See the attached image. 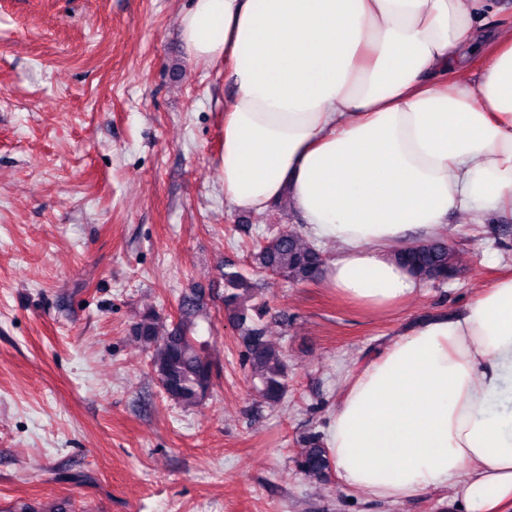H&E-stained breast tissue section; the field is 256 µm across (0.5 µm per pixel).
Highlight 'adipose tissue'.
Wrapping results in <instances>:
<instances>
[{
    "label": "adipose tissue",
    "instance_id": "ef3b65f1",
    "mask_svg": "<svg viewBox=\"0 0 512 512\" xmlns=\"http://www.w3.org/2000/svg\"><path fill=\"white\" fill-rule=\"evenodd\" d=\"M490 0H194L189 59L222 68L224 201L288 200L333 243L325 285L372 312L423 281L400 251L449 214L512 210V28ZM478 86L456 78L475 54ZM336 475L389 503L457 482L465 512H512V275L354 366L328 425Z\"/></svg>",
    "mask_w": 512,
    "mask_h": 512
}]
</instances>
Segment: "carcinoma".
Segmentation results:
<instances>
[{
    "mask_svg": "<svg viewBox=\"0 0 512 512\" xmlns=\"http://www.w3.org/2000/svg\"><path fill=\"white\" fill-rule=\"evenodd\" d=\"M251 256L259 267L290 283L315 279L322 266L320 249L293 230L253 242ZM413 273L426 282H443L458 268L454 253L442 240H431L403 256ZM224 292L221 300L230 312L245 349V365L250 381L268 404L281 403L288 394V363L283 351L265 339L266 304L255 301V286L247 273L234 264L224 265ZM204 304L202 291L194 289L180 299L181 320L176 328L161 335L154 318L136 323L132 333L150 348L151 366L166 397L178 404L201 402L213 385L211 363L201 354L194 337L188 334L189 318ZM298 470L307 477L321 479L329 474L330 463L323 442L307 440L297 459Z\"/></svg>",
    "mask_w": 512,
    "mask_h": 512,
    "instance_id": "obj_1",
    "label": "carcinoma"
}]
</instances>
